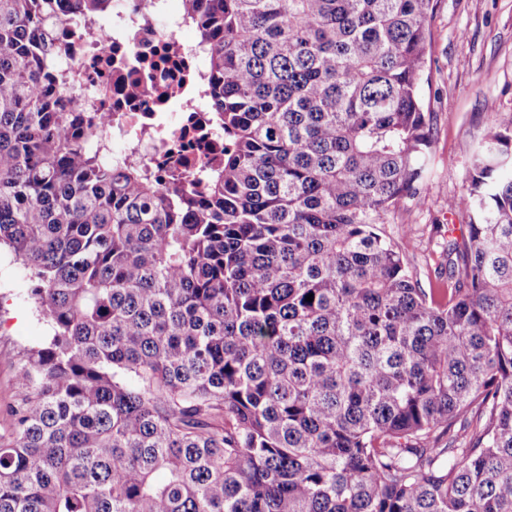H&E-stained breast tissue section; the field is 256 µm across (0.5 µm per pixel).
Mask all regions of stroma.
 Here are the masks:
<instances>
[{
    "instance_id": "35a3bbf8",
    "label": "stroma",
    "mask_w": 512,
    "mask_h": 512,
    "mask_svg": "<svg viewBox=\"0 0 512 512\" xmlns=\"http://www.w3.org/2000/svg\"><path fill=\"white\" fill-rule=\"evenodd\" d=\"M429 33L420 82L423 107L433 115L428 190L420 204L400 203L381 224L393 239L412 231L408 263L425 289L442 283L436 267L449 225L469 222L468 207L452 209L448 201L463 192L472 152L497 118L512 113V0H434ZM31 286L25 266L1 248L0 442L9 437L4 408L16 397V372L48 333L31 314Z\"/></svg>"
}]
</instances>
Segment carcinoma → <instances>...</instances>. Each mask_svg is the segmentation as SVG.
Returning a JSON list of instances; mask_svg holds the SVG:
<instances>
[{
  "label": "carcinoma",
  "mask_w": 512,
  "mask_h": 512,
  "mask_svg": "<svg viewBox=\"0 0 512 512\" xmlns=\"http://www.w3.org/2000/svg\"><path fill=\"white\" fill-rule=\"evenodd\" d=\"M184 5L224 164L166 187L52 75L112 0H0V246L48 327L0 512H512V116L427 291L377 224L428 184L433 0Z\"/></svg>",
  "instance_id": "carcinoma-1"
}]
</instances>
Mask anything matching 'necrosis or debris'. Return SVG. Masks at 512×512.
<instances>
[{
	"label": "necrosis or debris",
	"instance_id": "1",
	"mask_svg": "<svg viewBox=\"0 0 512 512\" xmlns=\"http://www.w3.org/2000/svg\"><path fill=\"white\" fill-rule=\"evenodd\" d=\"M183 0H112L110 13L67 27L60 70L82 112L111 114L95 141L107 159L138 162L169 182L172 167L221 163L209 121L205 62Z\"/></svg>",
	"mask_w": 512,
	"mask_h": 512
}]
</instances>
